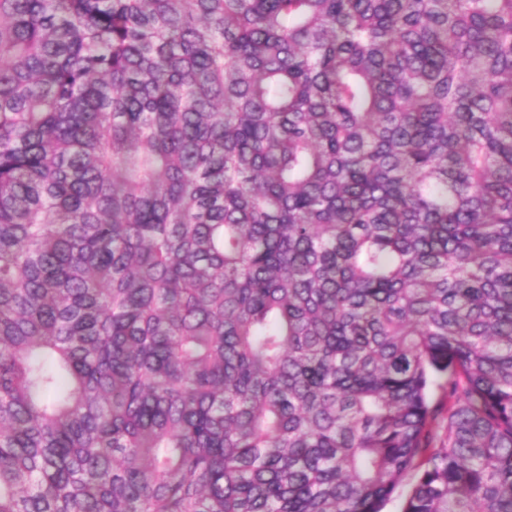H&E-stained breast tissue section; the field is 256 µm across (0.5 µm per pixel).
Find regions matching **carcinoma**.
<instances>
[{"label": "carcinoma", "mask_w": 512, "mask_h": 512, "mask_svg": "<svg viewBox=\"0 0 512 512\" xmlns=\"http://www.w3.org/2000/svg\"><path fill=\"white\" fill-rule=\"evenodd\" d=\"M512 512V0H0V512Z\"/></svg>", "instance_id": "cac0c4a2"}]
</instances>
